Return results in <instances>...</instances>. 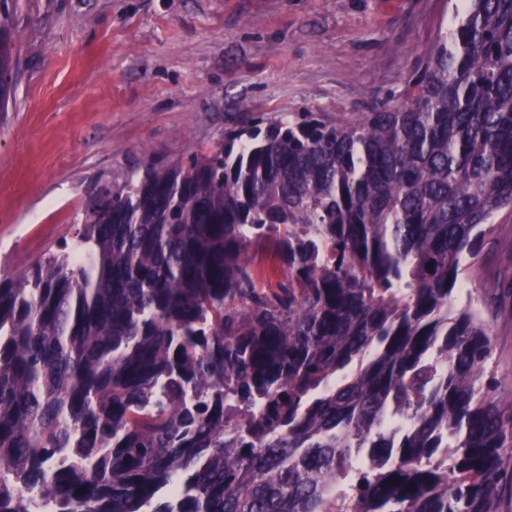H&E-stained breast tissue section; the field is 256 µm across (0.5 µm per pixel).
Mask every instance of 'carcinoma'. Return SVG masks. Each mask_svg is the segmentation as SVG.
Here are the masks:
<instances>
[{"mask_svg":"<svg viewBox=\"0 0 512 512\" xmlns=\"http://www.w3.org/2000/svg\"><path fill=\"white\" fill-rule=\"evenodd\" d=\"M448 5L397 100L96 185L0 277V512H500L512 418L451 297L512 211V0ZM251 254L257 279L263 286L275 288L285 273L272 250L268 247H256L251 249Z\"/></svg>","mask_w":512,"mask_h":512,"instance_id":"cac0c4a2","label":"carcinoma"}]
</instances>
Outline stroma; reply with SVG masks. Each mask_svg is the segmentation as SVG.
Instances as JSON below:
<instances>
[{
  "label": "stroma",
  "mask_w": 512,
  "mask_h": 512,
  "mask_svg": "<svg viewBox=\"0 0 512 512\" xmlns=\"http://www.w3.org/2000/svg\"><path fill=\"white\" fill-rule=\"evenodd\" d=\"M15 101L0 112V275L78 229L99 180L206 154L251 118L363 112L399 95L446 0H8ZM512 414V288L472 274Z\"/></svg>",
  "instance_id": "stroma-1"
}]
</instances>
